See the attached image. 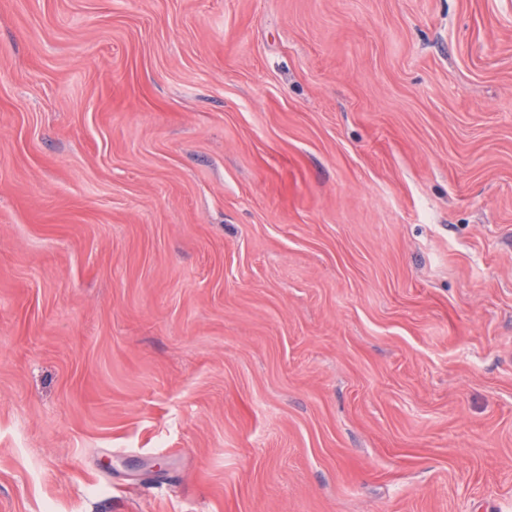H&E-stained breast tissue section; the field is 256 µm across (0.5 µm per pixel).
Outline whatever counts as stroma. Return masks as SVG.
Returning <instances> with one entry per match:
<instances>
[{
	"label": "stroma",
	"instance_id": "obj_1",
	"mask_svg": "<svg viewBox=\"0 0 512 512\" xmlns=\"http://www.w3.org/2000/svg\"><path fill=\"white\" fill-rule=\"evenodd\" d=\"M0 512H512V0H0Z\"/></svg>",
	"mask_w": 512,
	"mask_h": 512
}]
</instances>
